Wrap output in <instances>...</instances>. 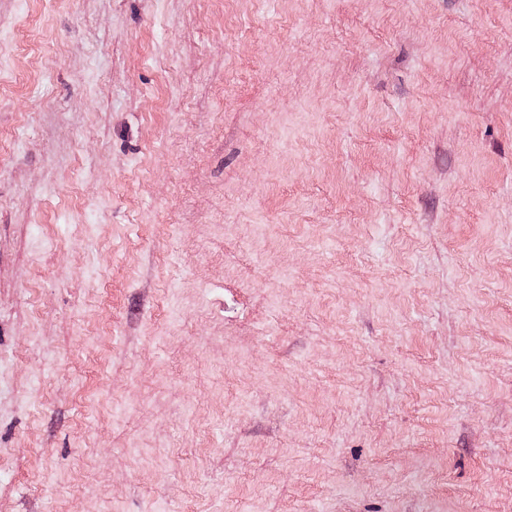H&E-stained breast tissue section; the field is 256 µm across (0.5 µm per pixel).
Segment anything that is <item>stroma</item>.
I'll return each mask as SVG.
<instances>
[{
    "label": "stroma",
    "mask_w": 512,
    "mask_h": 512,
    "mask_svg": "<svg viewBox=\"0 0 512 512\" xmlns=\"http://www.w3.org/2000/svg\"><path fill=\"white\" fill-rule=\"evenodd\" d=\"M0 512H512V0H0Z\"/></svg>",
    "instance_id": "obj_1"
}]
</instances>
